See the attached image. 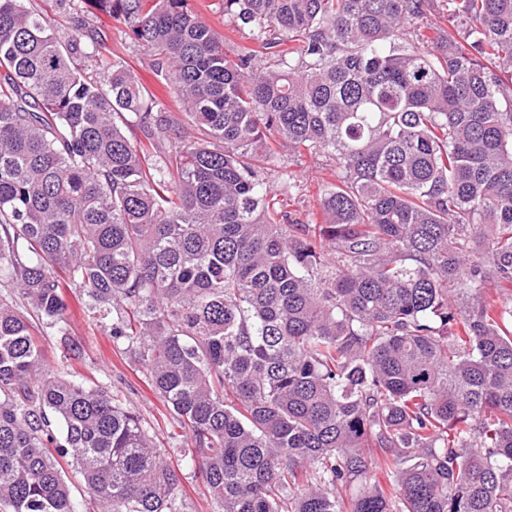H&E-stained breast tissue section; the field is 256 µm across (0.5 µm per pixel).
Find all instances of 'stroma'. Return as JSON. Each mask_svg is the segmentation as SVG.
I'll list each match as a JSON object with an SVG mask.
<instances>
[{
	"mask_svg": "<svg viewBox=\"0 0 512 512\" xmlns=\"http://www.w3.org/2000/svg\"><path fill=\"white\" fill-rule=\"evenodd\" d=\"M191 6L223 35L226 51L238 54L253 48L254 43L248 32L234 30L225 24L218 0H191ZM106 27L109 36L99 50L100 55L106 58L115 54L121 56L169 111H177V103L153 76L145 52L128 38L121 25L110 20ZM285 173L290 174L297 184L296 199L291 205L293 213L303 223H321L318 190L321 184L336 179L331 160L322 154H307L296 159L284 152L269 171L270 183L279 182ZM65 299L68 305V329L74 340L81 343L83 354L80 359L65 360L56 328L45 327L44 345L52 365L65 369L76 379H91L103 384L119 397L124 407L139 415L152 435L155 446L164 449L167 459L180 466L184 478L179 494L187 504L188 512H212L210 499L201 481L194 475L195 463L181 453L187 443L186 434L171 421L160 396L147 384L144 374L113 343L110 323H96L87 312L84 298L79 292H68Z\"/></svg>",
	"mask_w": 512,
	"mask_h": 512,
	"instance_id": "stroma-1",
	"label": "stroma"
}]
</instances>
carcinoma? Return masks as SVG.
Instances as JSON below:
<instances>
[{"label": "carcinoma", "mask_w": 512, "mask_h": 512, "mask_svg": "<svg viewBox=\"0 0 512 512\" xmlns=\"http://www.w3.org/2000/svg\"><path fill=\"white\" fill-rule=\"evenodd\" d=\"M89 2L193 134L100 28L0 0V512H82L66 457L96 512H183L139 417L48 362L72 288L214 512H512V0L426 42L434 0H221L233 58L190 0ZM282 144L333 160L323 223L269 185ZM102 21L106 24L109 36L103 47L99 48V54L105 58L112 59V54L123 58L129 68L138 77L142 78L149 91L161 100L169 111L178 113L179 108L173 98H170L165 86H163L152 74L148 57L145 52L139 49L125 34V29L108 17L101 15Z\"/></svg>", "instance_id": "1"}]
</instances>
